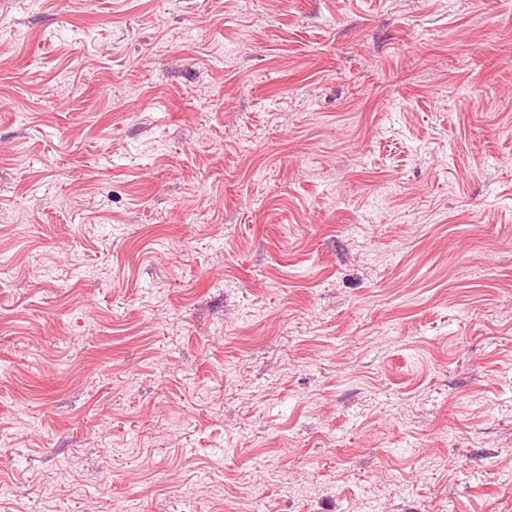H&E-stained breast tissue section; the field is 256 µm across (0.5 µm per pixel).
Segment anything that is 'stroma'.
Instances as JSON below:
<instances>
[{
  "instance_id": "1",
  "label": "stroma",
  "mask_w": 512,
  "mask_h": 512,
  "mask_svg": "<svg viewBox=\"0 0 512 512\" xmlns=\"http://www.w3.org/2000/svg\"><path fill=\"white\" fill-rule=\"evenodd\" d=\"M0 512H512V0H0Z\"/></svg>"
}]
</instances>
